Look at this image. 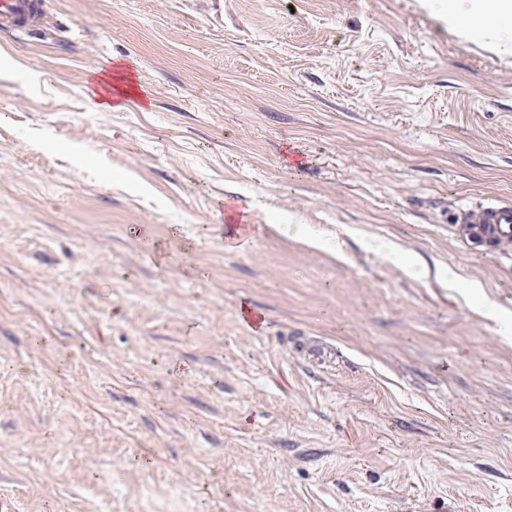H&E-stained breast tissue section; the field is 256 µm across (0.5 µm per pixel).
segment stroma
Returning a JSON list of instances; mask_svg holds the SVG:
<instances>
[{"label": "stroma", "mask_w": 512, "mask_h": 512, "mask_svg": "<svg viewBox=\"0 0 512 512\" xmlns=\"http://www.w3.org/2000/svg\"><path fill=\"white\" fill-rule=\"evenodd\" d=\"M484 198L512 203V47L424 0H47L0 31V496L512 512Z\"/></svg>", "instance_id": "35a3bbf8"}]
</instances>
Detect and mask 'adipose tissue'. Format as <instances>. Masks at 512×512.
<instances>
[{
	"instance_id": "obj_1",
	"label": "adipose tissue",
	"mask_w": 512,
	"mask_h": 512,
	"mask_svg": "<svg viewBox=\"0 0 512 512\" xmlns=\"http://www.w3.org/2000/svg\"><path fill=\"white\" fill-rule=\"evenodd\" d=\"M449 25L463 24L473 37L512 44V0H435Z\"/></svg>"
}]
</instances>
